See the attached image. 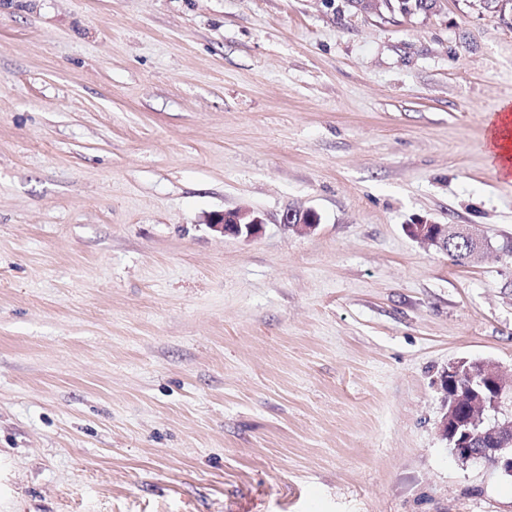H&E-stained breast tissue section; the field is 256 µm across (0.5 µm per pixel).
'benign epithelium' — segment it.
Here are the masks:
<instances>
[{
  "label": "benign epithelium",
  "instance_id": "1",
  "mask_svg": "<svg viewBox=\"0 0 512 512\" xmlns=\"http://www.w3.org/2000/svg\"><path fill=\"white\" fill-rule=\"evenodd\" d=\"M318 214L311 209H291L284 216L288 227L302 234H311L319 226ZM209 227L223 236L253 239L263 231V220L248 209L224 211L216 214ZM414 239L448 251V242L458 240L478 252L490 245V240L477 228L457 224H436L428 219L417 221ZM471 379V396L467 416H457L461 397L453 387L444 389L445 404L438 425L440 435L447 440L450 454L464 463H485L501 474L512 477V418L498 419L503 409H512V379L504 377L493 365L483 362L481 369L465 360L453 362L443 371V381L463 377ZM488 427V433L501 440L499 448H474V438L484 435L479 427Z\"/></svg>",
  "mask_w": 512,
  "mask_h": 512
}]
</instances>
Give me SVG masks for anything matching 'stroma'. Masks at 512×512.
<instances>
[{
    "label": "stroma",
    "mask_w": 512,
    "mask_h": 512,
    "mask_svg": "<svg viewBox=\"0 0 512 512\" xmlns=\"http://www.w3.org/2000/svg\"><path fill=\"white\" fill-rule=\"evenodd\" d=\"M508 98L477 0H0V512H512L438 431L512 375ZM361 3L358 5V8L366 13H376L380 11L381 6L383 5L385 0H360ZM394 1L397 3V8L403 14H410V11H416V13H422L426 6L431 2L430 0H387L386 5L392 6L391 2ZM441 0H433L431 2V7L429 10L425 12V14H431L439 11L441 9ZM415 13V14H416ZM511 112L512 100L506 99L501 102L496 112L499 114L500 123L498 125L494 123L495 127L491 133V140L488 146V156L490 161L501 173H509L508 164L512 161L511 130L508 128V124L511 122ZM209 227L223 236L253 239L263 231V220L253 211L238 209L216 214ZM318 214L311 209H291L284 216L288 227L302 234H311L319 226ZM414 224L418 227L415 233L413 224H408L407 228L410 235L414 234L415 240L428 246H437L457 262L467 260L473 255L472 252H478L490 245V240L477 228H464L457 224H436L424 218ZM448 240L464 241L468 247L463 243L448 246Z\"/></svg>",
    "instance_id": "stroma-1"
}]
</instances>
